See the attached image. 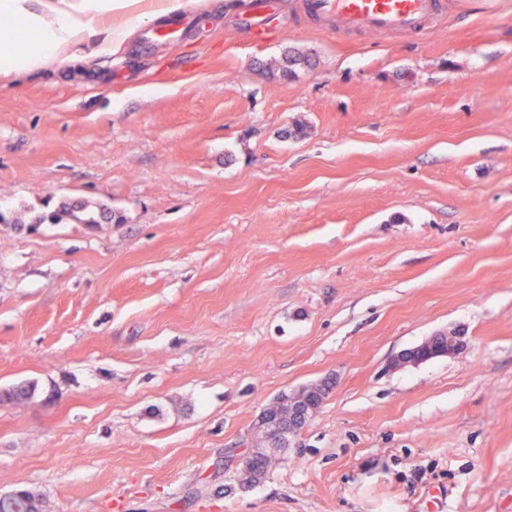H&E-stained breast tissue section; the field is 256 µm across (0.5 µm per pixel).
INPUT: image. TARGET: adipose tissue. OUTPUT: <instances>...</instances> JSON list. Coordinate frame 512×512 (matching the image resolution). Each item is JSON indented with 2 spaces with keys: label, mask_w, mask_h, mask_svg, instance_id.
<instances>
[{
  "label": "adipose tissue",
  "mask_w": 512,
  "mask_h": 512,
  "mask_svg": "<svg viewBox=\"0 0 512 512\" xmlns=\"http://www.w3.org/2000/svg\"><path fill=\"white\" fill-rule=\"evenodd\" d=\"M201 0H79L71 10L46 19L33 0H0V13L18 18L21 28H0V80L35 72L57 63L82 61L88 41L96 54L123 49L145 18L174 16L199 7Z\"/></svg>",
  "instance_id": "ef3b65f1"
}]
</instances>
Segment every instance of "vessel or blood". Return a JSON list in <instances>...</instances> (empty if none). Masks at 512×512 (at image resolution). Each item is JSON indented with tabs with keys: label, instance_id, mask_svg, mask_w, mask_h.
<instances>
[{
	"label": "vessel or blood",
	"instance_id": "1",
	"mask_svg": "<svg viewBox=\"0 0 512 512\" xmlns=\"http://www.w3.org/2000/svg\"><path fill=\"white\" fill-rule=\"evenodd\" d=\"M303 10L349 30L411 32L445 8L444 0H303Z\"/></svg>",
	"mask_w": 512,
	"mask_h": 512
}]
</instances>
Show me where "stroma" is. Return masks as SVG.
<instances>
[{"mask_svg":"<svg viewBox=\"0 0 512 512\" xmlns=\"http://www.w3.org/2000/svg\"><path fill=\"white\" fill-rule=\"evenodd\" d=\"M0 81V493L44 512H512V0ZM308 55L293 78L286 51ZM97 224L66 219L78 203ZM452 332L420 365L403 350ZM328 383L266 476L260 413Z\"/></svg>","mask_w":512,"mask_h":512,"instance_id":"35a3bbf8","label":"stroma"}]
</instances>
